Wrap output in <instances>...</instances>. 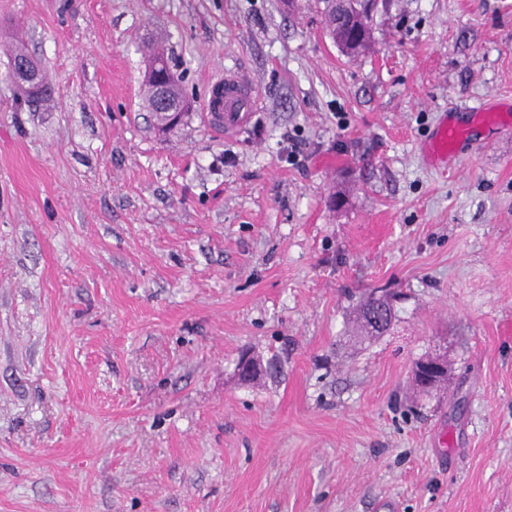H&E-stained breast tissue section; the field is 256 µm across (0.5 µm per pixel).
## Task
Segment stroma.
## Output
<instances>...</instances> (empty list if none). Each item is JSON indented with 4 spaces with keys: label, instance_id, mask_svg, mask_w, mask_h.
Segmentation results:
<instances>
[{
    "label": "stroma",
    "instance_id": "obj_1",
    "mask_svg": "<svg viewBox=\"0 0 512 512\" xmlns=\"http://www.w3.org/2000/svg\"><path fill=\"white\" fill-rule=\"evenodd\" d=\"M322 10L0 0V512H512V114H472L512 103V0H380L356 57ZM228 70L260 103L229 137ZM382 292L393 326L357 336ZM14 75L20 79L24 91L30 97L36 98L44 93V84L39 78L35 64L28 57L15 58ZM146 79L154 88L158 112L172 113L185 111L186 103L183 102L178 104L179 100L183 101V97L179 91L178 85L175 83L173 74L171 85H169L168 91H166L167 88L165 84L168 81V73L163 69V64L161 62L155 60L150 62ZM169 97L177 103H173ZM209 101L205 118L224 135L237 134L247 125L250 112L258 106V99L250 86L235 71H226L223 82H218ZM462 138L461 130L448 123L442 124L436 131L429 147L430 156L434 161H448V147Z\"/></svg>",
    "mask_w": 512,
    "mask_h": 512
}]
</instances>
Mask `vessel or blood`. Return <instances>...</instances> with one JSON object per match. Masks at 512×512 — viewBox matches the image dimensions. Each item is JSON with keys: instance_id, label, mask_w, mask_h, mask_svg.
I'll return each instance as SVG.
<instances>
[{"instance_id": "vessel-or-blood-1", "label": "vessel or blood", "mask_w": 512, "mask_h": 512, "mask_svg": "<svg viewBox=\"0 0 512 512\" xmlns=\"http://www.w3.org/2000/svg\"><path fill=\"white\" fill-rule=\"evenodd\" d=\"M258 106L250 86L236 72L228 71L224 79L214 87L205 118L225 134L241 132L247 125L249 116ZM462 137L460 129L453 125H441L432 139L429 152L433 160L447 161L448 149Z\"/></svg>"}]
</instances>
